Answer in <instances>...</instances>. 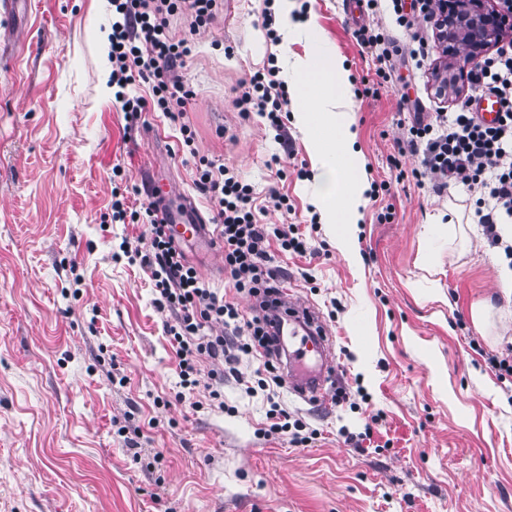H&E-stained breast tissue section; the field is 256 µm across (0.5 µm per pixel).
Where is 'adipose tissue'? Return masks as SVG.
Returning a JSON list of instances; mask_svg holds the SVG:
<instances>
[{
	"label": "adipose tissue",
	"instance_id": "adipose-tissue-1",
	"mask_svg": "<svg viewBox=\"0 0 512 512\" xmlns=\"http://www.w3.org/2000/svg\"><path fill=\"white\" fill-rule=\"evenodd\" d=\"M308 51L291 65L292 84L302 106L298 121L311 136L317 165V198L328 223L354 226L357 205L354 181L357 152L355 137L346 128H337L340 93L348 84V72L340 58L325 48L315 21H307Z\"/></svg>",
	"mask_w": 512,
	"mask_h": 512
}]
</instances>
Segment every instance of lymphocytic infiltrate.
<instances>
[{
  "label": "lymphocytic infiltrate",
  "mask_w": 512,
  "mask_h": 512,
  "mask_svg": "<svg viewBox=\"0 0 512 512\" xmlns=\"http://www.w3.org/2000/svg\"><path fill=\"white\" fill-rule=\"evenodd\" d=\"M397 24L409 32L419 63L430 62L433 46L421 33L420 22L439 21L437 0H416L413 12H404L401 0H391ZM112 31L108 59L112 70L109 83L128 122H136L142 112H162L180 122L186 145H193L194 134L181 119L191 89L179 70L192 53L188 37L170 32V19L178 14L192 17V28L209 24L221 0H111ZM357 39L375 61L376 82L364 84L361 94L378 96L381 87L393 82L394 56L398 46L387 40L379 28L358 30ZM151 87V98L135 91L136 80ZM474 95L497 97L501 117L496 125H484L470 110V99L457 104L454 112H436L429 119L413 120L405 138L397 140L389 164L398 179H411L417 185H430L437 193L464 187L475 200L479 223L487 225L494 243L503 244L512 256V243L503 241L497 227L512 223V38L503 37L494 52L483 57L469 72ZM237 105L240 111L257 112L285 138L282 112L288 105V91L278 81L275 67L251 75L242 87ZM421 152L419 166L406 165V156ZM195 185L214 204V221L221 239L224 269L236 292L268 299L279 294V275L269 253L271 241L282 250L306 253L309 244L288 224H261L253 212V190L229 169L215 162H201ZM150 225L146 248L129 250L130 259L139 262L154 284L155 304L165 312L164 330L178 359L180 385L194 391L206 386L211 400L222 397L225 379L248 385L239 369L243 357L263 355L261 388L280 387L286 376L280 368V352L260 317L241 319L237 307L201 280L182 250L172 241L155 204L144 209Z\"/></svg>",
  "instance_id": "lymphocytic-infiltrate-1"
}]
</instances>
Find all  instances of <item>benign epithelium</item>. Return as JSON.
Instances as JSON below:
<instances>
[{
    "instance_id": "benign-epithelium-1",
    "label": "benign epithelium",
    "mask_w": 512,
    "mask_h": 512,
    "mask_svg": "<svg viewBox=\"0 0 512 512\" xmlns=\"http://www.w3.org/2000/svg\"><path fill=\"white\" fill-rule=\"evenodd\" d=\"M440 51L446 68L465 75L512 18L496 0H440Z\"/></svg>"
}]
</instances>
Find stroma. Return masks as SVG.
Returning a JSON list of instances; mask_svg holds the SVG:
<instances>
[{
    "label": "stroma",
    "instance_id": "obj_1",
    "mask_svg": "<svg viewBox=\"0 0 512 512\" xmlns=\"http://www.w3.org/2000/svg\"><path fill=\"white\" fill-rule=\"evenodd\" d=\"M314 15L326 47L345 63L346 121L356 135L357 177L387 182L362 195L346 248L342 225L318 217L317 170L297 123L293 155L258 114L239 115L243 81L267 66L289 82L304 35L275 10L278 41L262 26L263 0H230L193 33L179 73L194 96L184 124L143 113L128 127L108 83L109 0H30L0 13V512H512V381L488 365L512 355V299L500 292L503 248L491 245L463 188L443 195L400 181L389 165L414 109L451 112L468 84L435 96L432 68L398 64L378 97L355 38L379 26L408 47L388 0L351 17L344 0H292ZM228 166L253 188L262 224L293 225L305 255L279 252L283 288L310 304L334 353L321 406L289 389L246 393L224 384V405L199 387L179 392L175 352L153 284L122 242L146 247L148 225L112 219V195L130 209L161 188L171 205L191 198L196 158ZM287 196L288 215L271 194ZM393 219L379 222L383 209ZM459 224L449 236V223ZM187 260L244 317L253 311L224 273L220 251L182 241ZM490 303L485 326L474 303ZM200 409H193V402ZM316 437L295 446L264 434L271 404Z\"/></svg>",
    "mask_w": 512,
    "mask_h": 512
}]
</instances>
